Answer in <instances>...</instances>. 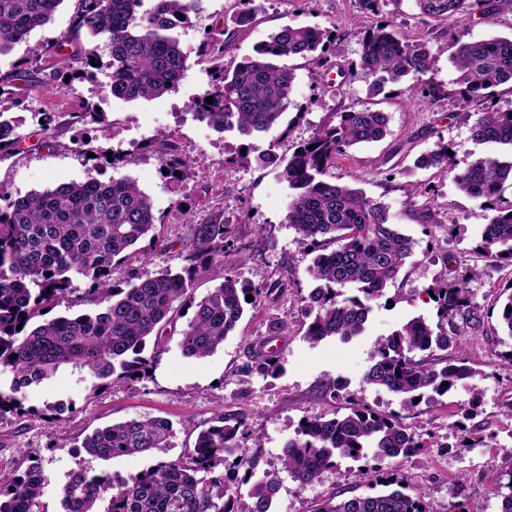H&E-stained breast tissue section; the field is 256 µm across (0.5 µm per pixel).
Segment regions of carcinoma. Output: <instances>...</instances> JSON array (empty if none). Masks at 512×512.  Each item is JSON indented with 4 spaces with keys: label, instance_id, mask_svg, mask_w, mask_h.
<instances>
[{
    "label": "carcinoma",
    "instance_id": "cac0c4a2",
    "mask_svg": "<svg viewBox=\"0 0 512 512\" xmlns=\"http://www.w3.org/2000/svg\"><path fill=\"white\" fill-rule=\"evenodd\" d=\"M420 14L441 18L467 15L478 0H415ZM64 0H0V55L53 18ZM196 0H75L73 26L92 38L105 39L106 64L112 96L125 101L159 98L174 90L188 70V55L174 33L186 24ZM331 31L318 26L285 24L242 58L224 67V41L207 40L198 53L209 89L192 100L196 116L218 131L235 129L244 138L279 124L291 104L294 70L279 64L291 56L321 59ZM70 47L66 54L63 48ZM59 66L50 79L82 81L96 77L100 57L60 35L53 45ZM456 71L455 96L468 104L487 97L488 90L512 84V37L472 40L460 34L452 56ZM367 82L366 95L381 94L388 84L415 80L432 70L428 42L411 40L389 24L363 32L358 63ZM37 62L26 60L18 72L0 77V154L21 140L20 124L3 119L4 104L13 98L14 81L35 72ZM212 97L208 104L205 98ZM338 121L295 146L286 158L268 150L254 157L260 168L272 167L292 190L285 221L306 254L313 255L310 274L318 286L305 298L312 320L305 338L317 343L341 341L365 331L372 303L395 284L414 251L413 238L391 222L390 208L330 174L336 157L348 149L378 142L389 133L390 116L356 103L337 113ZM472 140L507 149L461 163L448 154V144L418 156L416 169L454 173L460 191L482 201L487 217L481 232L482 255L512 265V110L485 108L477 113ZM168 135L160 134L143 146L161 149L166 177L181 182L197 160L165 150ZM316 148H310V145ZM180 175H174V172ZM161 219L153 202L128 177L107 182L88 179L60 184L0 205V365L14 372L7 390L0 389V422L24 413L17 398L21 389L52 377L60 368L88 369L114 384H128L157 363L166 331L174 325L178 307L195 306L194 316L181 333L180 349L187 358L207 357L235 331L245 307H256L283 284H256L235 274L209 294L195 300L192 283L199 269L224 263L228 230L220 221L189 225L193 251L186 264L165 267L143 277L135 269L124 280L113 274L137 243L149 240L161 251L171 249L156 232ZM88 283L87 293L101 306L95 314L45 317L73 292V278ZM353 289L354 294L346 293ZM426 292L433 293L436 324L421 316L375 340L365 372L368 383L387 389L412 409L428 392L447 394L458 381L473 374L461 353L462 337L481 325L480 306L466 282L443 274ZM253 301L246 300L247 295ZM448 351L440 369L414 359L416 352ZM263 373L281 370L277 357L257 350L251 356ZM172 424L146 417L96 429L81 448L92 458L106 460L166 448ZM245 423L224 416L219 404L212 425L201 430L194 448L182 457L160 461L116 485L90 470L72 471L63 484L62 512H99L98 502L109 495L104 512H272L279 481L274 475L252 480L255 463L230 460ZM422 447L416 428L396 415L352 404L345 413L314 416L298 425L295 437L282 450V466L302 485L339 467V459L368 456L380 464L406 457ZM7 483H0V512H42L39 499L49 475L39 453ZM251 483L249 502L240 506L238 488ZM385 490L319 503L315 512H427V492H405L401 481L375 476Z\"/></svg>",
    "mask_w": 512,
    "mask_h": 512
}]
</instances>
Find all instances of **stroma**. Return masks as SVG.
I'll return each mask as SVG.
<instances>
[{"label":"stroma","mask_w":512,"mask_h":512,"mask_svg":"<svg viewBox=\"0 0 512 512\" xmlns=\"http://www.w3.org/2000/svg\"><path fill=\"white\" fill-rule=\"evenodd\" d=\"M241 8L238 0H199L190 25L176 30L183 51L196 57L205 35H219L230 47L224 57L230 65L252 54L255 46L285 24L319 26L333 34L326 65L300 57L286 59L296 79L281 125L245 141L237 132H219L199 121L188 104L204 92L208 79L196 64L173 91L130 102L113 97L104 77L47 86L40 72L35 81L17 82L14 89L12 112L22 121L24 138L0 158V191L17 198L61 183L130 177L151 197L162 218L159 234L172 246L148 263L131 259L130 267L140 275L181 267L191 248L189 225L215 218L228 224L235 249L225 254L223 264L197 274L194 297L207 295L228 271L255 283L283 282L286 290L259 308L247 309L236 331L211 356L182 355L181 332L193 317L192 310L185 309L155 368L143 380L108 385L89 371L68 366L43 383L22 389L27 414L0 423V478L25 468L29 452L43 450L50 482L40 508L60 512V488L78 466L108 474L116 482L129 479L192 448L198 432L221 407L242 415L253 434L237 449V457L257 460L258 472L277 473L280 486L274 512H314L330 496L370 493L371 482L356 478L360 462L344 458L337 470L300 485L282 471V449L301 420L340 412L358 402L417 427L423 448L394 460L388 469L407 491L428 488L427 512H500L497 486L502 474L512 470V377L502 370L499 355L512 349V337L503 332L499 318L512 287V265L490 262L477 251L486 222L479 200L463 194L452 178L413 166L419 154L441 141L461 160L496 153V146L476 143L470 136L481 103L464 106L448 95L424 104L408 84L386 86L374 98L373 107L389 114V135L349 149L331 168V175L387 203L393 223L415 241L402 276L385 299L374 303L364 334L347 343L305 339L309 317L303 298L316 283L308 272L311 259L285 221L289 189L274 169L247 166L234 157L244 142L255 155L269 149L290 155L293 145L319 127L336 123L338 112L364 98L365 83L357 69L362 31L388 22L407 37L428 40L436 64L423 80L446 86L454 77L450 57L455 35L462 32L472 39L511 35L512 0H491L489 12L477 11L463 19L427 18L420 15L415 0H379L375 11L367 13L358 9L357 0H250L245 8L254 21L246 27L234 22ZM73 10V0H64L48 25L33 31L10 54L1 55L0 74L15 71L22 60L43 53L48 43L71 31ZM90 105L103 111L110 137H103L97 123L72 124V113ZM160 132L169 135L182 156L199 161L176 186L164 177L157 156L137 152ZM97 147L120 149L134 159L115 169L89 157V149ZM228 181L236 186L229 195L224 192ZM412 187L417 190L413 211L405 206L406 192ZM240 247L252 255L244 265L237 261ZM449 267L467 276L480 306L482 324L463 340V353L474 374L448 394L406 409L400 398L366 382L370 346L376 337L410 318L434 320L426 290ZM282 320L287 329L275 332L274 323ZM256 345L278 349L282 357L278 374L248 369L247 351ZM333 389L338 392L334 398L329 395ZM48 404L61 407V414L42 417L40 411ZM146 416L171 422L169 447L108 460L91 458L80 447L95 428Z\"/></svg>","instance_id":"stroma-1"}]
</instances>
